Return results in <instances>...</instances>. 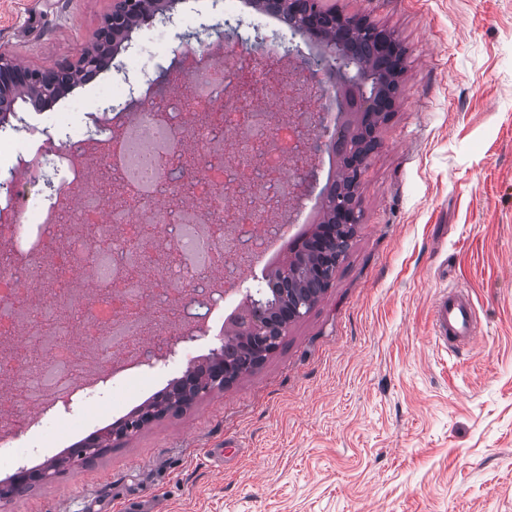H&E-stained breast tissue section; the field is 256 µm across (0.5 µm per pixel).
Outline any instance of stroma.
<instances>
[{
  "mask_svg": "<svg viewBox=\"0 0 512 512\" xmlns=\"http://www.w3.org/2000/svg\"><path fill=\"white\" fill-rule=\"evenodd\" d=\"M393 31L407 49L394 112L379 129L358 197L363 218L346 260L279 348L224 390L198 398L102 456L60 466L0 512H512V0H332ZM110 0H0V51L35 68L76 61ZM249 41L286 50L280 79L314 53L306 37L243 0ZM224 26V0H181L171 16L134 29L108 69L50 110L17 106L5 125L29 127L58 148L85 143L91 173L106 167L81 131L72 98L137 104L112 89L154 83L164 103L186 87L165 66L192 35ZM317 184L269 215L320 219L332 173L311 155ZM257 273L212 275L232 301L207 317L205 339L179 345L168 364L112 378L54 432L48 416L16 402L0 383V413L26 415L18 444L33 469L109 426L164 388L173 368L208 356ZM467 289L480 332L457 352L435 342L434 303ZM17 466V467H20ZM17 467L0 464V482Z\"/></svg>",
  "mask_w": 512,
  "mask_h": 512,
  "instance_id": "1",
  "label": "stroma"
}]
</instances>
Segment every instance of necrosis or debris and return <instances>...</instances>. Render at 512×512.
Segmentation results:
<instances>
[{"instance_id": "1", "label": "necrosis or debris", "mask_w": 512, "mask_h": 512, "mask_svg": "<svg viewBox=\"0 0 512 512\" xmlns=\"http://www.w3.org/2000/svg\"><path fill=\"white\" fill-rule=\"evenodd\" d=\"M277 59L269 58L250 67L198 66L189 94L170 98L165 112L141 110L119 140H112L108 122H94V132L108 146L107 157L118 170L123 201L109 213L101 211V196H85L79 223L92 228L94 239L62 240L68 258L57 264L41 255L28 257L25 266L0 259V377L9 379L15 399L39 408L44 397L64 399L72 395V380L83 371V359L74 348H58L60 337L69 335L70 320L64 309L80 306L88 330L87 340L102 354H112L126 366L137 365L142 353L159 344L164 336L159 324L182 320L166 303L177 287L209 281L218 269L219 257L233 258L238 267L252 266L257 252L268 251L270 237L258 249L225 247V236L251 238L248 221L254 211L270 213L278 201L296 188L284 169L302 172L309 156L302 148L301 126L297 123L266 127L262 113L267 100H275L278 111L311 117L315 92L295 83L274 85L272 73ZM197 113V121L184 125L182 115ZM201 144V151L182 154L177 146L183 138ZM10 151L15 168L33 179L46 167L70 175L72 181L85 177V166L75 147L50 151L26 141ZM198 167L204 180L190 185L189 195L199 198L202 208L180 200V171ZM234 191L225 200V188ZM172 190L169 203H160L164 190ZM72 211L65 185H57L46 202L19 214L14 197L0 198V230L21 222L22 226L56 223L60 212ZM148 215L146 223L132 222L134 212ZM166 248H159V241ZM86 267L92 274V289L73 285L75 269ZM26 278L52 290L39 306H32L28 293L18 292L15 283ZM153 307L154 319L144 315ZM25 331L23 349L11 346L18 331Z\"/></svg>"}]
</instances>
